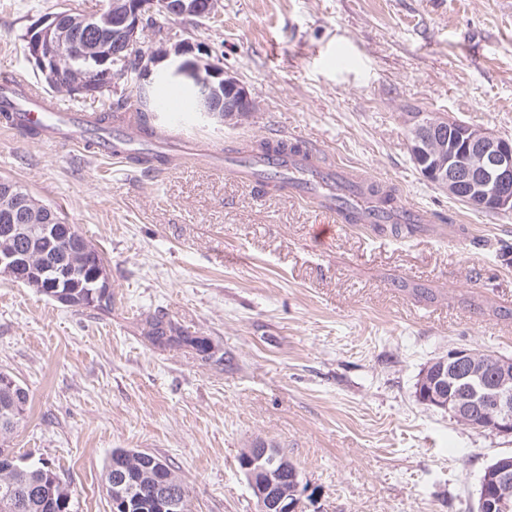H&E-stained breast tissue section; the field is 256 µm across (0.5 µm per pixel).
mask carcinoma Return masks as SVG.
Returning a JSON list of instances; mask_svg holds the SVG:
<instances>
[{
  "label": "carcinoma",
  "instance_id": "1",
  "mask_svg": "<svg viewBox=\"0 0 512 512\" xmlns=\"http://www.w3.org/2000/svg\"><path fill=\"white\" fill-rule=\"evenodd\" d=\"M147 96L139 92L135 111L140 114V133L145 138L153 137L149 124ZM130 109L125 99L107 98L100 114L95 117L97 129L107 132L111 128L112 115ZM291 150L299 151V146H287L282 141L260 140L257 152L263 156H276ZM366 200L374 208L382 210L391 206L394 196L381 185L372 184L366 190ZM28 202L34 212H26L28 233L22 237L0 234L1 250H21L36 256L28 280L29 287L49 297L58 291L68 290L77 296L74 306H91L107 310L112 307V292L105 288L97 276L98 266L104 265L99 252L90 245L75 225L61 224L59 210L50 205L38 203L33 196ZM61 224L69 229L68 237L55 241L45 237L43 225ZM146 340L153 346L181 345L192 347L198 357L208 363L224 364V355L212 349L209 340L193 336L186 331L175 329L162 315H154L146 320L144 332ZM10 374L0 372V458L15 456L14 449L7 445L10 435L24 420L28 410V394L20 384H12ZM126 467L127 482L135 488L137 501L130 504L129 512H154V492L161 482H171L178 487L184 500H189L186 485L167 461L147 452L117 448L112 451L106 464V488L112 485V467ZM68 504L66 512H72V492L50 465L19 463V467L4 473L0 471V512H48L46 500Z\"/></svg>",
  "mask_w": 512,
  "mask_h": 512
}]
</instances>
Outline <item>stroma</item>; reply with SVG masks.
<instances>
[{
    "label": "stroma",
    "instance_id": "obj_1",
    "mask_svg": "<svg viewBox=\"0 0 512 512\" xmlns=\"http://www.w3.org/2000/svg\"><path fill=\"white\" fill-rule=\"evenodd\" d=\"M107 0H0V78L23 76L80 112L99 98L49 88L23 57L32 21ZM203 43L256 103L240 121L160 109L180 134L145 169L0 126V177L58 207L105 260L112 309L74 310L0 275V370L29 393L11 445L70 485L73 512H111L113 449L175 467L191 512H256L242 452L297 468L304 512H476L479 480L512 438L416 398L453 348L512 356V214L479 212L426 181L412 113L512 139V0H221L218 19L158 17ZM285 139L392 189L427 221L395 237L345 224L317 242L309 202L245 185L204 153ZM160 314L224 354L150 345Z\"/></svg>",
    "mask_w": 512,
    "mask_h": 512
}]
</instances>
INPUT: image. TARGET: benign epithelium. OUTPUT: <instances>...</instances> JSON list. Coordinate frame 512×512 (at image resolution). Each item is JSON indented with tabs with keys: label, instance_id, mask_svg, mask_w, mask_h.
I'll use <instances>...</instances> for the list:
<instances>
[{
	"label": "benign epithelium",
	"instance_id": "benign-epithelium-1",
	"mask_svg": "<svg viewBox=\"0 0 512 512\" xmlns=\"http://www.w3.org/2000/svg\"><path fill=\"white\" fill-rule=\"evenodd\" d=\"M219 0H111L109 7L94 15L55 13L35 21L24 34L30 63L50 85L72 95H91L108 90L126 72L114 68L130 57L137 62L136 81L144 83L152 66L171 57L179 61L177 71L190 77L198 88L201 112L224 114L234 120L254 109V101L232 75L209 63L200 65L208 51L199 43L182 39L173 46L146 54L140 33L146 18L191 17L206 20L217 12ZM92 57L98 68L77 70L73 62ZM413 159L419 171L449 196L475 202L485 211L512 214V141L489 131L428 113H419L409 128ZM25 203L15 199L0 207V222L8 232L24 231ZM21 251L0 254V271L20 282L27 281ZM495 370L488 377L486 367ZM421 400L445 410L454 419L470 421L480 430L512 437V357L456 348L438 360L432 380L418 385ZM255 500L257 512H299L301 484L293 497L279 491V475L288 470V459L259 443L240 456ZM512 480V459L504 458L488 468L479 483V512H512V500L496 493L502 483ZM134 489L121 478L112 477V500L128 509ZM159 512H185L184 500L177 498L167 483L157 484Z\"/></svg>",
	"mask_w": 512,
	"mask_h": 512
}]
</instances>
